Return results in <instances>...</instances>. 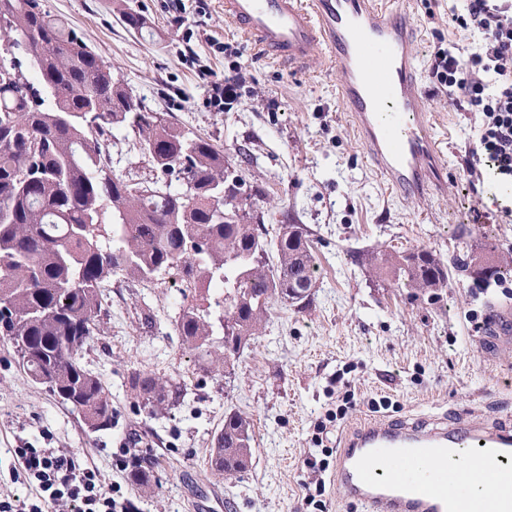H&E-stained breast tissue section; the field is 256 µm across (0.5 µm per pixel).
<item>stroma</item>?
<instances>
[{"instance_id": "stroma-1", "label": "stroma", "mask_w": 512, "mask_h": 512, "mask_svg": "<svg viewBox=\"0 0 512 512\" xmlns=\"http://www.w3.org/2000/svg\"><path fill=\"white\" fill-rule=\"evenodd\" d=\"M418 24L412 47L427 71L440 39L460 47L475 39L448 18V0H393ZM169 12L166 0H45L52 17L79 30L112 66L119 89L147 108L167 112L175 126L209 136L256 191L267 228L301 224L318 265L312 303L275 304L260 336L231 373H203L175 328L180 301L205 304L200 292L181 295L171 277L137 282L116 275L107 311L83 361L112 398L108 431L93 432L19 367L0 339V493L27 495L12 482L16 448H60L94 466L104 484L120 482L139 512H298L309 471L304 461L320 445L339 448L356 426L394 418L451 416L512 428V345L491 347L467 321L506 303L496 282L452 276L436 300L410 297L380 281L373 252L424 248L444 261L489 244L512 257V223L496 218L512 186L470 177L464 145L478 124L424 84L427 114L441 139L446 165L441 185L423 197L389 193L370 164L336 93L325 54L292 73L252 49L225 20L221 0H196ZM136 27H127L128 17ZM236 45L227 56L223 44ZM194 54L208 75L184 63ZM242 74L237 97L224 109L208 100L211 81ZM466 240H459L460 229ZM178 386L162 413L150 415L130 388L136 373ZM357 405L316 440L315 426L338 396ZM387 396L391 409L371 412L370 398ZM241 412L255 426L251 465L232 477L211 470L213 436L225 413ZM134 444L152 472L142 488L118 472L113 456Z\"/></svg>"}]
</instances>
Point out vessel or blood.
<instances>
[{
	"label": "vessel or blood",
	"instance_id": "obj_1",
	"mask_svg": "<svg viewBox=\"0 0 512 512\" xmlns=\"http://www.w3.org/2000/svg\"><path fill=\"white\" fill-rule=\"evenodd\" d=\"M225 18L294 71L317 51L367 156L397 195L442 177L411 47L418 27L382 0H224ZM486 338L512 341V308L494 310ZM463 494L449 496V484ZM336 484L365 512H512V431L474 422L397 419L360 424L337 459Z\"/></svg>",
	"mask_w": 512,
	"mask_h": 512
}]
</instances>
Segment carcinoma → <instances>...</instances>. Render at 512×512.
<instances>
[{"instance_id":"carcinoma-1","label":"carcinoma","mask_w":512,"mask_h":512,"mask_svg":"<svg viewBox=\"0 0 512 512\" xmlns=\"http://www.w3.org/2000/svg\"><path fill=\"white\" fill-rule=\"evenodd\" d=\"M0 29L15 28V49L0 59V336L11 342L31 380L78 414L93 431L112 428V400L100 378L82 363L102 313L105 283L120 274L138 282L162 273L186 288L215 286L224 293L209 307L182 305L179 336L210 371L239 358L275 302L304 308L316 280L306 229L281 224L277 262L269 231L241 195L235 171L211 139L177 129L170 113L143 111L112 85V70L72 27L51 17L43 0H0ZM45 45L67 56L64 69H35L29 48ZM142 136L139 152L162 173L144 180L112 173L101 137ZM224 166L223 198L214 168ZM496 248L485 256L453 259L455 270L484 282L512 273ZM376 272L411 295L434 297L448 286V265L425 249L373 256ZM138 402L156 412L169 402L171 384L151 373L131 378ZM253 421L224 416L210 448L211 469L226 475L252 462Z\"/></svg>"}]
</instances>
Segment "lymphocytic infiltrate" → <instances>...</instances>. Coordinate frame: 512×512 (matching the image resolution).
<instances>
[{
	"label": "lymphocytic infiltrate",
	"instance_id": "1",
	"mask_svg": "<svg viewBox=\"0 0 512 512\" xmlns=\"http://www.w3.org/2000/svg\"><path fill=\"white\" fill-rule=\"evenodd\" d=\"M458 27L478 37L473 49H438L427 79L457 111L478 115L465 146L470 175L512 185V0H461L451 7ZM13 478L25 497L0 496V512H44L46 505H72L77 512H133L120 487L102 484L93 467L56 448H17Z\"/></svg>",
	"mask_w": 512,
	"mask_h": 512
}]
</instances>
